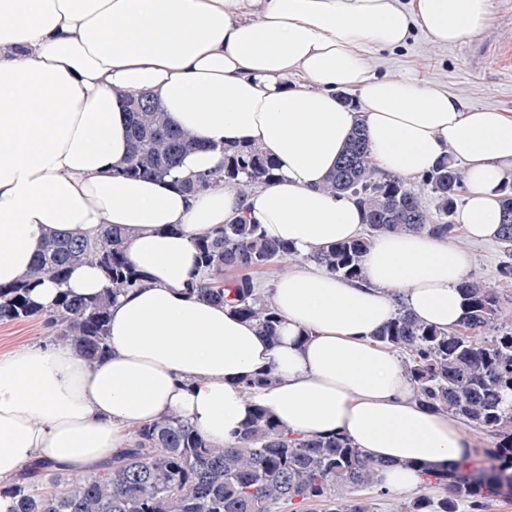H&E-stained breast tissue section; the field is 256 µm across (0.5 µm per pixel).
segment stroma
Wrapping results in <instances>:
<instances>
[{"mask_svg":"<svg viewBox=\"0 0 512 512\" xmlns=\"http://www.w3.org/2000/svg\"><path fill=\"white\" fill-rule=\"evenodd\" d=\"M492 11V26L449 46H431L423 31L414 30L399 48L377 52L375 74L414 76L469 106L512 114V60L501 51L503 43H512V0H492ZM457 242L473 255L471 274L502 289L505 300L498 324L512 328V284L501 285L498 277L504 258L500 242L475 243L462 236Z\"/></svg>","mask_w":512,"mask_h":512,"instance_id":"stroma-1","label":"stroma"}]
</instances>
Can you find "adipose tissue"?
<instances>
[{
  "label": "adipose tissue",
  "instance_id": "1",
  "mask_svg": "<svg viewBox=\"0 0 512 512\" xmlns=\"http://www.w3.org/2000/svg\"><path fill=\"white\" fill-rule=\"evenodd\" d=\"M491 23V0H0V285L21 279L49 236L112 224L148 276L113 302L106 359L57 343L0 354V481L41 459L93 476L136 424L172 413L228 444L260 406L292 432L345 436L388 461L380 485L391 492L414 491L418 467H449L474 448L452 415L421 405L374 338L401 304L423 323L460 324L473 258L455 241L379 236L359 281L312 262L283 274L273 340L187 286L201 276L195 238L243 216L301 257L359 238L362 207L323 188L358 125L383 172L415 179L442 159L461 163L457 222L469 239L497 238L512 115L370 73L372 49L401 46L413 29L444 46ZM143 89L201 145L177 179L118 172L126 96ZM235 144L270 153L274 178L247 194L176 187ZM104 286L85 264L30 297L48 310L60 292ZM266 370L271 381L244 390Z\"/></svg>",
  "mask_w": 512,
  "mask_h": 512
}]
</instances>
